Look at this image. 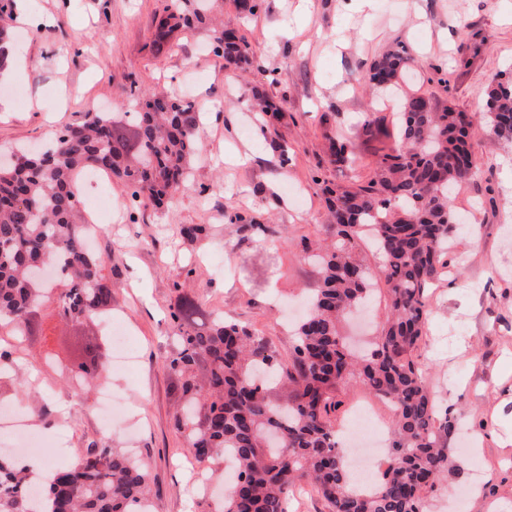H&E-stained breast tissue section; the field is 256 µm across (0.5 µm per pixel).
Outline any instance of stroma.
<instances>
[{"instance_id":"1","label":"stroma","mask_w":512,"mask_h":512,"mask_svg":"<svg viewBox=\"0 0 512 512\" xmlns=\"http://www.w3.org/2000/svg\"><path fill=\"white\" fill-rule=\"evenodd\" d=\"M166 0H26L37 31L13 24L11 52L25 68L0 82V150L49 141L87 112L131 116V93L161 87L194 103L219 102L217 119L198 131L201 149L172 208L128 216L120 188L95 254L113 291L112 313L137 342L138 364L112 370V344L100 320L59 322L53 300L39 305L20 349L16 383L0 385V403L23 407L33 431L66 435L61 449L39 458L70 465L89 443L129 450L150 473L153 512H216V497L197 495L182 437L173 428L178 380L162 363L176 345L177 297L191 300L207 323L227 314L291 348L288 324L303 310L305 289L318 274L304 241L328 238L322 189L355 183L330 160V139H350L364 164L400 142L399 112L362 80L383 53L405 46L411 60L403 90L468 114L476 175L453 194L464 222L428 296L431 310L419 350L425 376L467 433H452L454 468L426 503L427 512H476L475 493L512 505V143L485 123V90L493 77L512 76V0H265L255 15L233 0L219 12L261 59L245 77L225 70L206 31L183 30L162 50L152 46ZM258 89L283 111L278 139L288 148V172L246 128ZM283 224L287 240L238 231L225 209ZM182 224L205 234L182 238ZM101 346L99 383L127 400L137 431L126 422L104 431L89 407L86 384L65 377L88 344Z\"/></svg>"}]
</instances>
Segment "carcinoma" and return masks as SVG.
Returning a JSON list of instances; mask_svg holds the SVG:
<instances>
[{
  "label": "carcinoma",
  "mask_w": 512,
  "mask_h": 512,
  "mask_svg": "<svg viewBox=\"0 0 512 512\" xmlns=\"http://www.w3.org/2000/svg\"><path fill=\"white\" fill-rule=\"evenodd\" d=\"M221 0H169L156 28L162 48L180 29L207 28L224 68L261 69L243 38L227 34L209 13ZM410 61L401 46L376 60L366 75L372 89H399ZM267 133L281 111L253 91ZM135 118L121 127L106 112L56 134L48 150L0 162V328L15 338L28 330L45 295L29 274L42 262L56 271L58 316L76 325L112 309L104 260L87 247L75 198L76 175L108 172L123 188L127 207L171 206L198 151L201 113L194 104L155 90L134 95ZM485 119L512 142V78L486 88ZM471 118L451 107L435 110L412 94L401 103V144L378 156L371 177L357 187H325L336 242L309 256L318 268L309 312L294 332L288 358L264 336L224 318L199 326L194 306L176 302L177 346L163 367L178 375L174 423L198 463L231 456L237 483L224 494L223 512H288V500L311 484L330 512H425L426 501L451 467L448 435L455 420L440 407L415 359L430 309L428 292L446 264L448 238L457 230L452 190L471 181ZM335 163L356 167L350 140H331ZM238 231L277 235L275 225L224 212ZM370 227L383 265L385 323L369 349L355 353L339 334L344 315L368 296L371 277L356 255ZM98 355L89 346L68 367L73 379L92 380ZM393 411L389 455L370 491L356 490L348 450L337 436V392L350 380ZM27 466L0 458V512H141L148 500L146 468L120 448L87 447L73 464L42 479L28 498Z\"/></svg>",
  "instance_id": "cac0c4a2"
}]
</instances>
